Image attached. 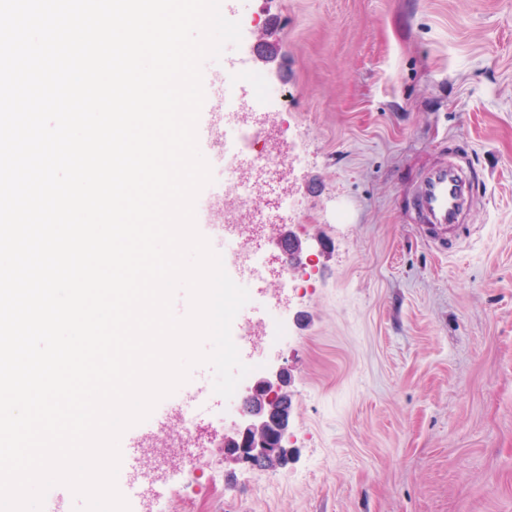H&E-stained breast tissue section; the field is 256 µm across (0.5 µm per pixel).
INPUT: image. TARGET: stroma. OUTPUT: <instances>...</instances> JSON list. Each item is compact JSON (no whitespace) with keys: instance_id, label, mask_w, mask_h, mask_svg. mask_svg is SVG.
Masks as SVG:
<instances>
[{"instance_id":"obj_1","label":"stroma","mask_w":512,"mask_h":512,"mask_svg":"<svg viewBox=\"0 0 512 512\" xmlns=\"http://www.w3.org/2000/svg\"><path fill=\"white\" fill-rule=\"evenodd\" d=\"M232 56L263 77V109L239 119L294 162L251 207L289 195L277 220L313 262L309 282L252 285L272 320L242 357L286 365V465L224 455L235 414L208 393L201 448L164 512H512V0H227ZM488 177L461 252L422 236L406 194L448 138ZM197 222L245 223L233 189L208 185ZM180 416L143 448L151 475L178 470Z\"/></svg>"}]
</instances>
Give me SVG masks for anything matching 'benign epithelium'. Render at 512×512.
I'll list each match as a JSON object with an SVG mask.
<instances>
[{"label":"benign epithelium","mask_w":512,"mask_h":512,"mask_svg":"<svg viewBox=\"0 0 512 512\" xmlns=\"http://www.w3.org/2000/svg\"><path fill=\"white\" fill-rule=\"evenodd\" d=\"M289 378L287 367L273 366L250 387L231 434L224 435V452L232 460L262 467L282 462L287 451Z\"/></svg>","instance_id":"7a95c632"}]
</instances>
